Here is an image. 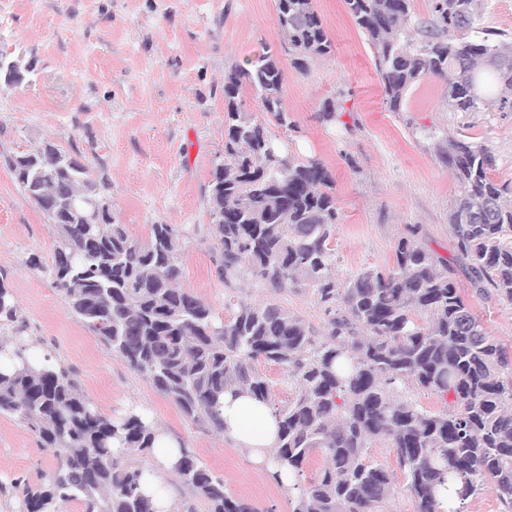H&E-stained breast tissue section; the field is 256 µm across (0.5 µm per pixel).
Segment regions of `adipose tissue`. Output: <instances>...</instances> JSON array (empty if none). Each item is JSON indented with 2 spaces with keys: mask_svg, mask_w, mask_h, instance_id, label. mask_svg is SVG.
Returning <instances> with one entry per match:
<instances>
[{
  "mask_svg": "<svg viewBox=\"0 0 512 512\" xmlns=\"http://www.w3.org/2000/svg\"><path fill=\"white\" fill-rule=\"evenodd\" d=\"M224 436L252 461L263 464L278 442V419L272 407L248 395L228 394L222 408ZM156 445L162 450L156 463L144 470L143 490L150 495L158 512H176L175 499L166 489L182 443L165 429H157Z\"/></svg>",
  "mask_w": 512,
  "mask_h": 512,
  "instance_id": "1",
  "label": "adipose tissue"
}]
</instances>
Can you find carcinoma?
Returning a JSON list of instances; mask_svg holds the SVG:
<instances>
[{"label": "carcinoma", "mask_w": 512, "mask_h": 512, "mask_svg": "<svg viewBox=\"0 0 512 512\" xmlns=\"http://www.w3.org/2000/svg\"><path fill=\"white\" fill-rule=\"evenodd\" d=\"M373 49L374 67L391 112L424 78L446 85L452 112L490 104L512 112V41L481 36L479 0H430L428 17L412 0H344ZM280 50L263 48L243 66L224 69V155L204 187L214 240L212 264L224 287L246 281L273 292L309 291L325 316L324 330L275 303L237 295L213 307L180 285L185 230L152 224L148 240L113 220L110 183L90 175L85 152L50 140L4 158L23 194L57 237L53 288L109 353L172 400L185 418L224 431V394L266 402L272 384L259 364L277 365L294 384L279 418L274 462L300 477L314 452L326 459L319 478L288 489L292 512H378L394 492L393 472L369 453L393 449L414 512H438V487L448 485V512L492 491L500 512H512V354L475 315L448 262L426 250L412 227L395 245L394 265L369 268L342 285L333 246L341 213L324 162L280 147L279 128L297 124L285 106L280 55L306 71L334 44L313 0H276ZM30 67L0 47V80L13 87ZM267 121L246 109L244 90ZM343 94L324 99L315 118L342 123ZM435 153L459 186L448 224L466 260L472 293L512 303V205L489 177L492 153L446 132ZM28 326L11 286L0 280V415L13 417L56 457L30 512H56L77 500L84 512H156L142 490L143 468L127 458L154 451L155 432L129 406L113 418L87 399L78 372L65 364L32 367L21 337ZM414 387L438 396L430 411L403 397ZM118 442L123 452H112ZM175 476L209 512H256L224 491V477L188 449Z\"/></svg>", "instance_id": "1"}]
</instances>
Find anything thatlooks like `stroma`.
I'll return each instance as SVG.
<instances>
[{
  "label": "stroma",
  "instance_id": "obj_1",
  "mask_svg": "<svg viewBox=\"0 0 512 512\" xmlns=\"http://www.w3.org/2000/svg\"><path fill=\"white\" fill-rule=\"evenodd\" d=\"M314 5L335 50L311 61L307 72L286 68V107L303 133L285 144L299 156L320 158L335 179L342 214L338 280L392 267L397 239L415 224L421 245L447 259L468 293L448 225L458 185L436 158L430 133H461L487 147L495 157L490 176L512 203V112L449 111L444 83L435 78L409 92L403 111H388L373 50L344 0ZM279 41L275 0H0V45L36 66L21 85L0 89V155L47 139L79 147L92 175L110 180L112 216L134 238L147 240L153 224L189 228L181 283L223 312L229 291L210 260L203 188L224 151V69ZM341 89L348 93L342 124L317 123L319 105ZM56 245L42 211L0 162V274L28 322L32 349L50 350L74 367L86 396L105 414L147 406L255 512H291L287 490L264 468L222 434L188 422L71 314L47 272L29 267L33 254L51 263ZM469 303L490 335L512 350V303L475 297ZM56 465L24 424L0 416V485L11 489L0 497V512H28L24 488L39 489Z\"/></svg>",
  "mask_w": 512,
  "mask_h": 512
}]
</instances>
